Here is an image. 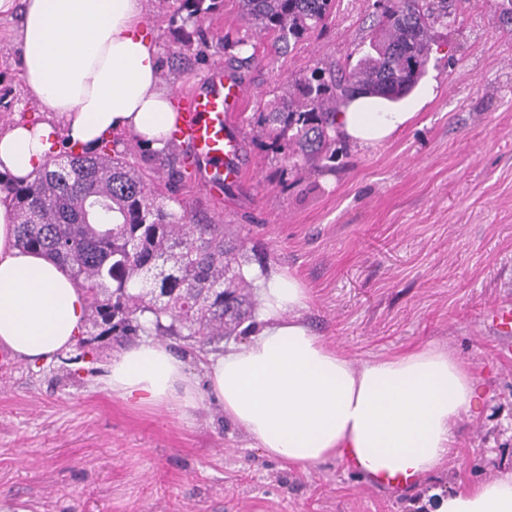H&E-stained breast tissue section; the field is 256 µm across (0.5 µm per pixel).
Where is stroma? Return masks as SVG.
<instances>
[{
    "mask_svg": "<svg viewBox=\"0 0 512 512\" xmlns=\"http://www.w3.org/2000/svg\"><path fill=\"white\" fill-rule=\"evenodd\" d=\"M375 0H336L297 45L275 48L236 0L183 21L174 0H147L164 85L189 89L229 67L248 40L249 90L232 116L246 139L244 178L214 197L195 178L176 198L197 217L236 225L249 266L285 267L312 294L305 317L359 362L438 344L471 364L484 395L455 424L444 469L403 486L330 460L288 468L254 448L209 401L187 415L113 397L103 378L121 339L95 362L31 363L0 347V502L23 512H432L449 492L512 473V332L491 309L512 305V22L506 0H453L434 30L427 71L400 101L409 124L375 148L341 145L319 170L252 142L251 120L317 63L355 66L377 23ZM19 16L0 18V128L38 112L21 79Z\"/></svg>",
    "mask_w": 512,
    "mask_h": 512,
    "instance_id": "stroma-1",
    "label": "stroma"
}]
</instances>
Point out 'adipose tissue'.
I'll return each instance as SVG.
<instances>
[{"instance_id": "1", "label": "adipose tissue", "mask_w": 512, "mask_h": 512, "mask_svg": "<svg viewBox=\"0 0 512 512\" xmlns=\"http://www.w3.org/2000/svg\"><path fill=\"white\" fill-rule=\"evenodd\" d=\"M146 0H0V16L22 4L17 33L22 78L39 118L0 129V171L24 178L61 145L95 150L125 134L149 152L169 146L176 110L160 86L159 47L147 33ZM411 115L361 97L336 114V139L373 147ZM11 210L0 202V346L37 362L70 350L87 303L54 261L15 245ZM259 310L247 340L209 357L204 380L166 345L146 340L116 352L104 381L142 407L189 412L206 384L229 422L270 458L307 468L338 460L377 477L419 478L441 470L454 426L482 389L469 363L428 346L407 355L348 359L304 317L311 296L292 273L250 269ZM434 512H512V473L436 495Z\"/></svg>"}]
</instances>
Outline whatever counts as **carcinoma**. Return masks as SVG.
<instances>
[{
    "mask_svg": "<svg viewBox=\"0 0 512 512\" xmlns=\"http://www.w3.org/2000/svg\"><path fill=\"white\" fill-rule=\"evenodd\" d=\"M176 14L200 19L218 0H176ZM241 19L281 48L301 42L328 17L333 0H237ZM369 50L347 70L315 67L258 113L255 137L317 168L336 160L339 103L358 94L399 101L431 59L432 30L448 22V0H376ZM130 143L102 140L93 153L62 151L27 179L0 173L16 245L60 263L87 300L79 354L99 355L112 336H176L202 345L237 334L258 298L243 271V241L229 224L201 222L168 205L184 178L172 152L134 164Z\"/></svg>",
    "mask_w": 512,
    "mask_h": 512,
    "instance_id": "carcinoma-1",
    "label": "carcinoma"
}]
</instances>
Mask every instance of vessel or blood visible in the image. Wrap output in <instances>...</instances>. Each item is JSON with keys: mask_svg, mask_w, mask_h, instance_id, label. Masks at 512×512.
<instances>
[{"mask_svg": "<svg viewBox=\"0 0 512 512\" xmlns=\"http://www.w3.org/2000/svg\"><path fill=\"white\" fill-rule=\"evenodd\" d=\"M245 92L232 72L216 67L200 84L178 94L173 136L197 181L208 190H222L246 172L241 141L228 120L230 113L241 110Z\"/></svg>", "mask_w": 512, "mask_h": 512, "instance_id": "obj_1", "label": "vessel or blood"}]
</instances>
